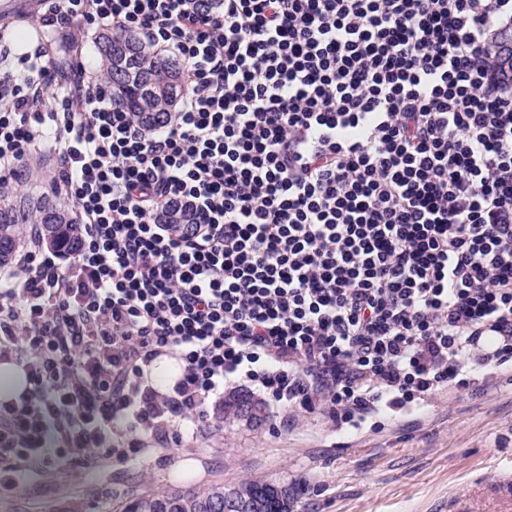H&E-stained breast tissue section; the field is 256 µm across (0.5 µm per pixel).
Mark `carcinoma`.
Segmentation results:
<instances>
[{
  "instance_id": "1",
  "label": "carcinoma",
  "mask_w": 512,
  "mask_h": 512,
  "mask_svg": "<svg viewBox=\"0 0 512 512\" xmlns=\"http://www.w3.org/2000/svg\"><path fill=\"white\" fill-rule=\"evenodd\" d=\"M101 79L112 94L119 97L145 127L164 124L183 93V64L165 57L133 34L102 36L97 43ZM41 225L40 243L50 250L65 244L74 247L80 233L71 210L56 198L41 194H21L0 204V265L9 261L21 241L22 226ZM254 404V397L236 391L225 397L224 420H242L244 404ZM233 497L241 507L257 498L262 512H291L294 488L261 479H249L231 485L215 484L203 490L153 492L128 502L124 512H224V497Z\"/></svg>"
}]
</instances>
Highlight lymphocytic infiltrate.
Returning <instances> with one entry per match:
<instances>
[{"label": "lymphocytic infiltrate", "instance_id": "f902f5d3", "mask_svg": "<svg viewBox=\"0 0 512 512\" xmlns=\"http://www.w3.org/2000/svg\"><path fill=\"white\" fill-rule=\"evenodd\" d=\"M183 65L162 130L35 48L0 71V185L54 131L77 249L0 281V474L179 444L239 382L341 423L512 364V0H41ZM169 206L193 217L166 224ZM179 372L158 386L156 361ZM26 389V375L21 366L10 362L0 363V401H16Z\"/></svg>", "mask_w": 512, "mask_h": 512}]
</instances>
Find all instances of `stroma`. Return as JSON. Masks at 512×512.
Here are the masks:
<instances>
[{
  "label": "stroma",
  "mask_w": 512,
  "mask_h": 512,
  "mask_svg": "<svg viewBox=\"0 0 512 512\" xmlns=\"http://www.w3.org/2000/svg\"><path fill=\"white\" fill-rule=\"evenodd\" d=\"M0 31L13 55L44 43L65 81H100L99 32L46 30L38 0H8ZM261 426L214 420L180 444L97 469L22 470L0 488V512H123L131 499L178 487L264 479L300 485L294 512H512V367L466 388H438L413 409H388L360 429L323 410L285 409L255 392Z\"/></svg>",
  "instance_id": "35a3bbf8"
}]
</instances>
